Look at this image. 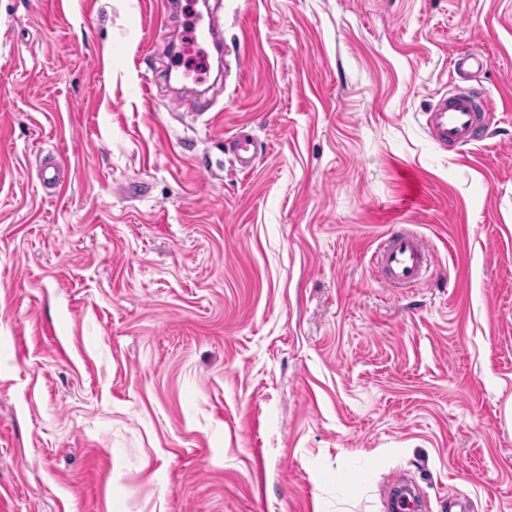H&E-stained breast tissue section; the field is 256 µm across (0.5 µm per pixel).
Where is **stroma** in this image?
Wrapping results in <instances>:
<instances>
[{"label": "stroma", "instance_id": "obj_1", "mask_svg": "<svg viewBox=\"0 0 512 512\" xmlns=\"http://www.w3.org/2000/svg\"><path fill=\"white\" fill-rule=\"evenodd\" d=\"M208 4L179 118L188 0H0V512H386L397 474L512 512V0ZM464 87L459 151L425 113ZM402 227L434 275L395 292ZM486 98L481 90H456L442 96L426 113L425 125L431 138L440 145L465 148L485 139L478 122ZM380 277L394 288H413L426 281L431 268L430 248L413 231L392 235L374 253Z\"/></svg>", "mask_w": 512, "mask_h": 512}]
</instances>
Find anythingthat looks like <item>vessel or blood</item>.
<instances>
[{"label":"vessel or blood","mask_w":512,"mask_h":512,"mask_svg":"<svg viewBox=\"0 0 512 512\" xmlns=\"http://www.w3.org/2000/svg\"><path fill=\"white\" fill-rule=\"evenodd\" d=\"M486 102L477 89L456 90L442 96L426 114L425 125L438 144L464 148L484 140L478 114ZM381 278L394 288H412L424 282L431 268L430 248L414 232L391 236L374 253Z\"/></svg>","instance_id":"obj_1"}]
</instances>
